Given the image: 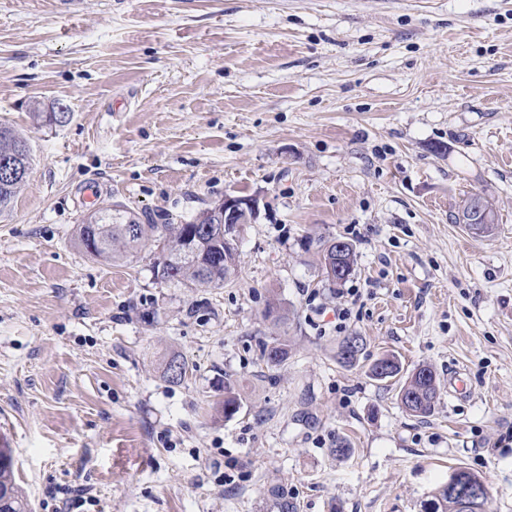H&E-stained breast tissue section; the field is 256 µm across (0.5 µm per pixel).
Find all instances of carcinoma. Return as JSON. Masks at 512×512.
Segmentation results:
<instances>
[{"label": "carcinoma", "mask_w": 512, "mask_h": 512, "mask_svg": "<svg viewBox=\"0 0 512 512\" xmlns=\"http://www.w3.org/2000/svg\"><path fill=\"white\" fill-rule=\"evenodd\" d=\"M27 142L14 129L0 124V161L16 162L20 175L12 179L0 178V213L7 211L16 196L17 189L27 177L32 166L31 150L20 152ZM479 194L468 196L456 223L465 224L474 233L489 231L497 221L491 202L480 206L475 203ZM76 244L89 255L107 263H118L152 245L157 251L153 265L155 279L161 283L177 284L183 288H222L235 276L237 266L228 264L225 256L236 253L233 243L224 240V225L214 214V207L199 211L183 224H155L141 220L139 216L119 206L100 209L79 225ZM320 260H331L350 275L355 266V248L350 242L346 249H336L335 240L319 243ZM262 359L279 365L288 359V345L276 343L263 345ZM188 372L185 361L173 356L164 367V374L172 383L183 381ZM400 373L397 362L382 358L374 363L372 376L380 381ZM399 400L412 399L409 414L416 417L430 415L438 400L435 371L422 365L415 368L401 387ZM425 512H454V500L448 488L442 486L424 506ZM0 512H30V506L15 483L11 450L0 448Z\"/></svg>", "instance_id": "carcinoma-1"}]
</instances>
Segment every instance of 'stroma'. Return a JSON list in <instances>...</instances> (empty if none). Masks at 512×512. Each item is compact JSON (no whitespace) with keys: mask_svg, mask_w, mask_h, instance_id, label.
I'll use <instances>...</instances> for the list:
<instances>
[{"mask_svg":"<svg viewBox=\"0 0 512 512\" xmlns=\"http://www.w3.org/2000/svg\"><path fill=\"white\" fill-rule=\"evenodd\" d=\"M0 123L34 155L0 216V431L32 512H422L458 467L512 512V0H0ZM474 193L484 237L453 220ZM227 195L259 215L221 288L74 243L102 208L180 224ZM423 364L420 418L398 392ZM336 240L340 239H331V240H323L319 243V254H320V262L323 264V261L326 259L331 260V264L334 266V270L332 266H328V273L331 279L336 280H330V278L327 276V279L333 283H336L338 280V277H340L343 274V270L346 272L344 277L341 279V281L345 280L352 272L354 271L355 261H356V255H355V248L354 245L351 242L341 240L346 242V250L344 249V243L339 242ZM336 242V244H335ZM336 245L337 249L336 250ZM343 250V251H339ZM339 265L341 268L336 267ZM336 270V274L335 271ZM338 281V282H341ZM438 396L436 373L427 365L415 368L408 376L398 394L399 400H401L403 406L404 402L412 397V410L405 408V411L416 417H426L430 415L435 408Z\"/></svg>","mask_w":512,"mask_h":512,"instance_id":"35a3bbf8","label":"stroma"}]
</instances>
